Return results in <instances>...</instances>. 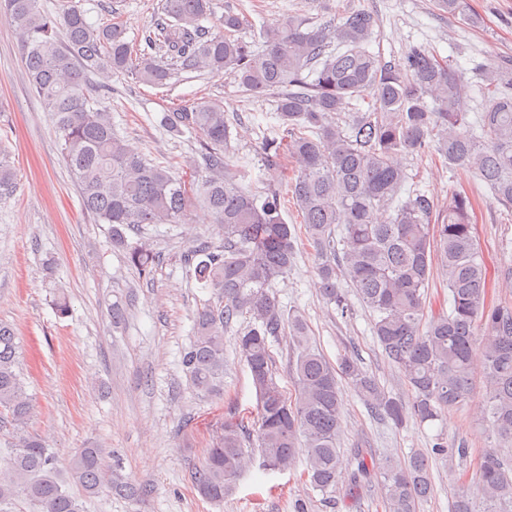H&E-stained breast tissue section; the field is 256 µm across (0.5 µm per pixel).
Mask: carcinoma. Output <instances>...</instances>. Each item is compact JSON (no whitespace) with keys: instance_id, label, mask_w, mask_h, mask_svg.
I'll use <instances>...</instances> for the list:
<instances>
[{"instance_id":"cac0c4a2","label":"carcinoma","mask_w":512,"mask_h":512,"mask_svg":"<svg viewBox=\"0 0 512 512\" xmlns=\"http://www.w3.org/2000/svg\"><path fill=\"white\" fill-rule=\"evenodd\" d=\"M451 16L471 19L467 0H437ZM164 17L132 51L119 22L90 23L70 6L59 26L40 0H0V17L15 27L26 78L52 113L65 167L79 188L82 210L111 225L112 247L123 251L139 274L152 275L153 250L131 244L127 232L144 224H179L200 203L219 224L224 241L203 242L184 263L209 293L197 311L193 341L182 367L194 391L224 396V334L233 321L249 320L236 351L256 390L250 425L231 414L222 433L191 472L199 494L220 502L260 454L263 472L287 470L300 455L310 484L325 494H358L379 471L385 512H416L432 490L429 460L414 454L403 466L376 463L370 448H340L338 379L347 380L371 414L401 428L407 418L440 419L468 398L474 375L485 390L483 422L495 437L479 467L481 508L458 494L452 512H512V304L490 299L485 262L473 232L472 203L460 192L441 206L409 186L403 160L440 156L448 169H467L490 186L495 200L512 209V59L481 66L495 86L479 120H468L466 82L458 60L412 47L402 60L385 62L370 50L376 16L347 11L315 24L291 16L264 24L247 42V16L232 11L211 34L205 22L213 0H164ZM224 73L245 92L276 95L279 133L261 141L267 171L289 155L296 165L291 195L276 187L253 193L229 168L231 133L218 99L187 104L163 116L175 134L199 143L193 179L176 177L148 161L117 133L112 113L91 96L111 92L105 80L128 74L160 87L172 71ZM373 96L366 112L352 101ZM16 187L8 151L0 147V200ZM293 203L301 225L282 212ZM341 228L335 234V228ZM312 244L324 298L348 310L345 289L373 313L372 329L384 358L402 374L412 402L386 393L358 358L331 364L313 345L306 322L284 317L272 285L294 267L300 236ZM447 276L450 311L426 317L433 271ZM288 333L296 351L295 395L275 379L270 341ZM18 336L0 322V423L13 428L9 456L0 461V504L23 499L32 512H84L86 500L110 493L138 500L147 487L128 482L112 465V450L73 451L66 470L53 449L28 431L31 398L21 377ZM467 449L448 450L436 438L434 455L448 462Z\"/></svg>"}]
</instances>
